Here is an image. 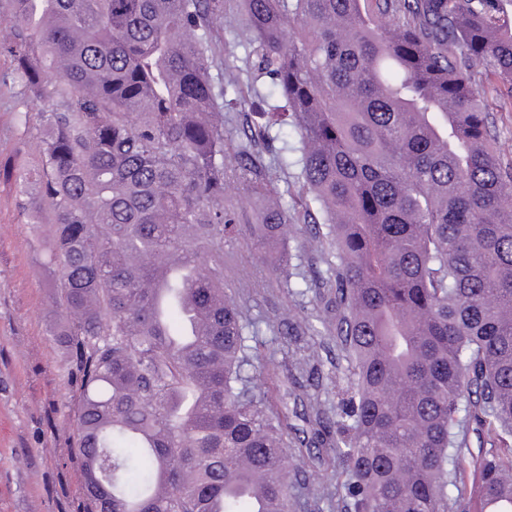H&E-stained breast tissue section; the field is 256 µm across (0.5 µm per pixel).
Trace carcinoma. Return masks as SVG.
I'll use <instances>...</instances> for the list:
<instances>
[{
	"instance_id": "obj_1",
	"label": "carcinoma",
	"mask_w": 512,
	"mask_h": 512,
	"mask_svg": "<svg viewBox=\"0 0 512 512\" xmlns=\"http://www.w3.org/2000/svg\"><path fill=\"white\" fill-rule=\"evenodd\" d=\"M512 0H244L238 38L300 134L299 209L276 201L253 135L224 136L213 30L224 0H0V84L39 151L0 166L45 225L79 376L73 457L85 512H289L279 370L254 385L253 326L224 291L235 181L259 236L328 244L320 334L347 362L336 420L303 413L345 473V512H512V143L487 84L512 93ZM281 243L290 278L294 252ZM180 259L162 320L152 285ZM209 326L184 335L186 307ZM483 436L477 452L469 434ZM261 483L265 508L233 486Z\"/></svg>"
}]
</instances>
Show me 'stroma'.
<instances>
[{"instance_id":"1","label":"stroma","mask_w":512,"mask_h":512,"mask_svg":"<svg viewBox=\"0 0 512 512\" xmlns=\"http://www.w3.org/2000/svg\"><path fill=\"white\" fill-rule=\"evenodd\" d=\"M241 19L238 0H226L224 18L214 29L219 70L242 79L246 96L245 105L228 109V136L244 127L260 128L256 106L279 102L269 78L247 79V50L236 31ZM36 148V134L16 129L14 100L0 88V163L19 154L35 157ZM258 149L281 178L291 179L297 172L299 134L294 127L271 129L260 137ZM224 205L244 212L239 235L224 244V287L246 303L260 328L258 364H278L280 396L292 413L291 424L301 429L303 406L294 386L300 374L291 368L288 351L297 343L312 346L319 395L327 416H335L333 383L346 362L335 339L312 335L305 327L306 317L324 308L312 287L325 268L322 253L303 251L292 279L284 280L272 246L260 245L252 234V225L261 220L258 205L244 203L234 186L227 188ZM41 239L14 187L0 183V512H79L83 500V478L71 456L79 382L48 332L58 313L51 304ZM302 454L293 512H337L334 470L319 463L317 448ZM313 485L323 486V498L311 496Z\"/></svg>"}]
</instances>
